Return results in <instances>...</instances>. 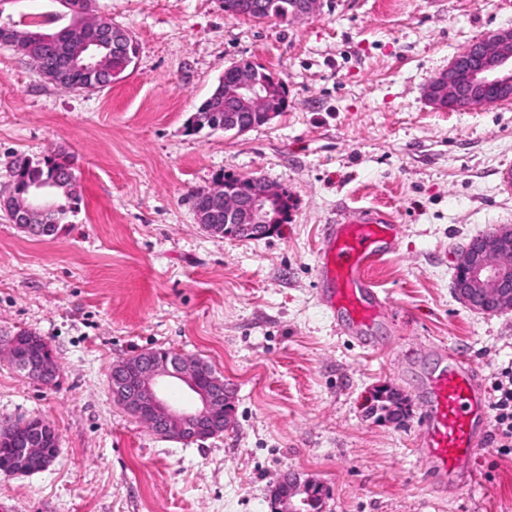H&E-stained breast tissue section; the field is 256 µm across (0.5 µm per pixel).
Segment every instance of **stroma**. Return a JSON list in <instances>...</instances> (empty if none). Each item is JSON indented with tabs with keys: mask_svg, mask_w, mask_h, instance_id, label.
Wrapping results in <instances>:
<instances>
[{
	"mask_svg": "<svg viewBox=\"0 0 512 512\" xmlns=\"http://www.w3.org/2000/svg\"><path fill=\"white\" fill-rule=\"evenodd\" d=\"M138 46L102 91L46 83L0 45V189L15 157L75 159L81 209L56 237L0 210V337L41 336L45 386L0 352V425L59 435L41 472L0 474V512H271L286 475L323 488L320 512H512V450L488 431L478 480L435 495L417 450L419 387L466 356L491 385L512 363V311L453 293L455 256L512 225V102L460 112L424 91L472 41L512 27L504 0H321L288 22L226 16L222 0H94ZM288 88L270 124L190 133L188 118L241 59ZM223 173L287 187V224L259 240L203 231L190 196ZM393 213L373 270L392 309L370 348L320 296L322 225ZM144 350L200 358L234 389L223 434L161 438L112 399L113 364ZM402 419L369 414L374 391Z\"/></svg>",
	"mask_w": 512,
	"mask_h": 512,
	"instance_id": "35a3bbf8",
	"label": "stroma"
}]
</instances>
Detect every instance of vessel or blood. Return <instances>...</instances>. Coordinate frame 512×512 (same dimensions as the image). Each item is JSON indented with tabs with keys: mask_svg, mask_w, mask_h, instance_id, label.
I'll return each instance as SVG.
<instances>
[{
	"mask_svg": "<svg viewBox=\"0 0 512 512\" xmlns=\"http://www.w3.org/2000/svg\"><path fill=\"white\" fill-rule=\"evenodd\" d=\"M395 224L379 211L372 217L342 212L335 223L324 225L320 255V280L326 305L345 318L342 329L363 346H370L367 329L388 309L369 278L384 252L394 245ZM417 445L431 469L436 490L453 477L473 483L478 479L469 463L475 458L487 427L483 410L481 375L466 359L431 374L424 391Z\"/></svg>",
	"mask_w": 512,
	"mask_h": 512,
	"instance_id": "1",
	"label": "vessel or blood"
}]
</instances>
